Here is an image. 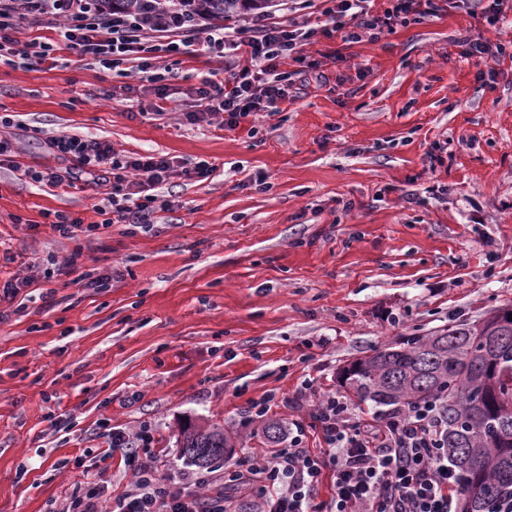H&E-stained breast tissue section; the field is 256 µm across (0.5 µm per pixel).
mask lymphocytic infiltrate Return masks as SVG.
Instances as JSON below:
<instances>
[{"mask_svg": "<svg viewBox=\"0 0 512 512\" xmlns=\"http://www.w3.org/2000/svg\"><path fill=\"white\" fill-rule=\"evenodd\" d=\"M389 2L384 14L373 15L367 0H335L317 32L332 37L355 19L362 29L381 32L396 21L440 9L437 0ZM45 19L56 21L58 38L21 40L25 27ZM309 37V32L260 18L232 32L184 5L167 11L148 5L131 13L112 10L100 0H0L1 64L53 69L65 66L64 54L72 50L91 65L122 77L125 64L132 61L163 100L168 59L192 53L224 59L231 68L226 84L202 77L195 89L196 108L184 118L196 124L220 115L231 129L259 112L278 114L288 100L292 77L286 65L306 64L299 47ZM46 145L53 155L94 174L101 194L96 208L100 220L93 224L63 211L44 212L46 224L63 239L91 237L115 224L150 223L154 213L175 207L173 200L159 195V188L177 177L202 181L214 172L203 159L187 167L163 154L121 156L109 142L93 136L62 133L47 139ZM0 168L55 188L73 185L66 171L21 168L11 141L3 137ZM314 416L325 449L316 453L304 448L305 427L292 422L287 447L254 459L248 467L225 471V482L245 486L260 512H453L456 476L437 446L441 432L433 407L422 404L379 418L373 433L352 423L347 405L333 395L319 402ZM327 479L331 495L323 501L317 491ZM108 489L102 476L90 478L72 490L57 512H233L223 494L186 493L179 481L158 477L146 462H138L130 489L109 506L103 503Z\"/></svg>", "mask_w": 512, "mask_h": 512, "instance_id": "1", "label": "lymphocytic infiltrate"}]
</instances>
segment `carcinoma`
<instances>
[{
  "label": "carcinoma",
  "instance_id": "obj_1",
  "mask_svg": "<svg viewBox=\"0 0 512 512\" xmlns=\"http://www.w3.org/2000/svg\"><path fill=\"white\" fill-rule=\"evenodd\" d=\"M184 2L225 19L260 14L271 0ZM491 326L512 333V307L414 336L399 349H376L342 370V381L359 404L391 411L435 406L443 427L441 447L457 475L459 512H498L500 502L512 497V341L488 339ZM283 431L276 419L261 426L272 447ZM229 447L231 439L220 426L181 433L180 456L202 469L224 459Z\"/></svg>",
  "mask_w": 512,
  "mask_h": 512
}]
</instances>
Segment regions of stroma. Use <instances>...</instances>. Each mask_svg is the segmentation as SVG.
I'll return each instance as SVG.
<instances>
[{"mask_svg":"<svg viewBox=\"0 0 512 512\" xmlns=\"http://www.w3.org/2000/svg\"><path fill=\"white\" fill-rule=\"evenodd\" d=\"M325 7L273 0L266 18L312 27ZM464 36L512 42V0L493 26L477 0H455L375 41L315 36L301 52L316 66L295 76L286 110L233 129L182 118L201 76H227L205 56L172 63L163 101L139 73L75 54L63 68L0 65L21 166L65 168L45 141L68 133L214 167L164 186L179 206L153 224L76 240L42 214L98 221L90 175L62 189L0 170V255L13 257L0 286L19 285L0 293V512H49L98 472L127 490L125 454L103 455L108 426L150 425L159 476L222 488L226 466L269 452L252 402L271 398L269 417L308 425L333 394L370 427L377 413L341 383L344 366L512 305V57L491 60L486 86L460 55ZM77 250L80 269L64 272ZM99 275L111 287L91 285ZM188 420L223 425L233 453L187 465L176 434ZM303 444L322 447L319 430L308 425Z\"/></svg>","mask_w":512,"mask_h":512,"instance_id":"obj_1","label":"stroma"}]
</instances>
